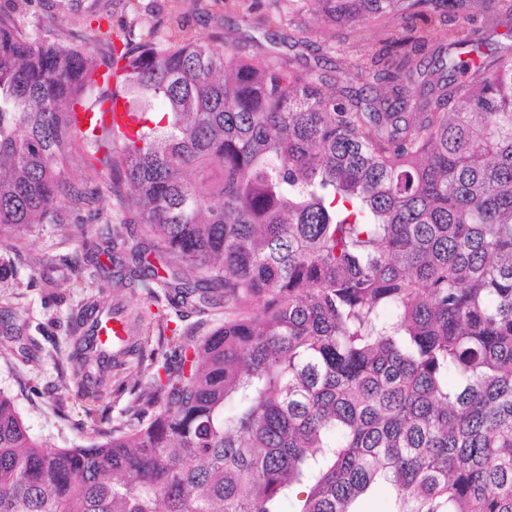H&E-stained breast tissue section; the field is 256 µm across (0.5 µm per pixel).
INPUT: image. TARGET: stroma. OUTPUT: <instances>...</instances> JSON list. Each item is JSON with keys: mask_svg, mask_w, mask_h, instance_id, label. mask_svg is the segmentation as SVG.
Returning a JSON list of instances; mask_svg holds the SVG:
<instances>
[{"mask_svg": "<svg viewBox=\"0 0 512 512\" xmlns=\"http://www.w3.org/2000/svg\"><path fill=\"white\" fill-rule=\"evenodd\" d=\"M190 33L207 40L223 34L234 41L250 37L253 54L295 64L322 62L349 67L362 62L380 46L381 21L365 25L357 41L339 53L330 47L336 28L321 19L322 0H266L253 9L251 0H29L28 30L49 31L61 23L85 30L100 17L112 34L167 23L173 12ZM275 32V41L265 38ZM62 224H39L19 236L0 231V310L11 313L0 323V391L10 395L31 435L51 448L90 445L80 428L83 401L75 399V365L70 359L72 329L90 302L119 303L145 337V369L122 371L118 382L101 389L93 407L102 431L140 390L162 377V352L173 334L201 321L198 315L178 317L160 286L169 271L156 248H149L146 265L136 276H122L114 256L127 253L140 239V226L119 213L114 195L102 193L95 211L66 209ZM37 346L35 359L25 360L19 343Z\"/></svg>", "mask_w": 512, "mask_h": 512, "instance_id": "obj_1", "label": "stroma"}]
</instances>
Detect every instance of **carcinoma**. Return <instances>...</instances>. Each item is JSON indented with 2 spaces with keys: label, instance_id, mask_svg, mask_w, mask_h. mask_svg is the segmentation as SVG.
Listing matches in <instances>:
<instances>
[{
  "label": "carcinoma",
  "instance_id": "carcinoma-1",
  "mask_svg": "<svg viewBox=\"0 0 512 512\" xmlns=\"http://www.w3.org/2000/svg\"><path fill=\"white\" fill-rule=\"evenodd\" d=\"M323 3L352 33L402 22L352 74L385 92L328 93L178 17L100 57L0 13V227L95 204L65 168L103 148L172 303L224 308L86 448L37 442L0 391V512H363L380 485L385 512H512V44L462 31L511 40L512 0ZM120 97L133 134H78ZM105 313L74 327L86 394L112 380L86 330Z\"/></svg>",
  "mask_w": 512,
  "mask_h": 512
}]
</instances>
